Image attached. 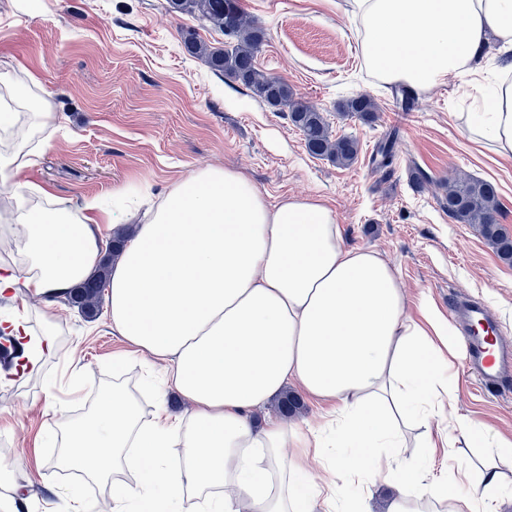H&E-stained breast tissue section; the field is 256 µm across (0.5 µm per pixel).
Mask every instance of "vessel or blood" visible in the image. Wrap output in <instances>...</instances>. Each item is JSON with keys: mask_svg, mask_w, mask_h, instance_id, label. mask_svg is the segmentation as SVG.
I'll return each mask as SVG.
<instances>
[{"mask_svg": "<svg viewBox=\"0 0 512 512\" xmlns=\"http://www.w3.org/2000/svg\"><path fill=\"white\" fill-rule=\"evenodd\" d=\"M448 307L459 321L460 343L467 368L482 391L502 396L512 392V342L503 338L497 321L481 303L452 297Z\"/></svg>", "mask_w": 512, "mask_h": 512, "instance_id": "b4317fda", "label": "vessel or blood"}]
</instances>
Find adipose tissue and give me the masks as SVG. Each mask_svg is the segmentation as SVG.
<instances>
[{"label":"adipose tissue","mask_w":512,"mask_h":512,"mask_svg":"<svg viewBox=\"0 0 512 512\" xmlns=\"http://www.w3.org/2000/svg\"><path fill=\"white\" fill-rule=\"evenodd\" d=\"M363 57L387 83L429 87L476 75L488 35L512 51V0H352ZM480 137L512 155V81L498 80ZM34 148L0 153V192L25 262L0 267V297L26 288L63 297L109 249L106 214L77 219L33 207L20 178ZM133 224L112 268L107 315L131 346L126 358L165 365L164 387L191 411L158 405L143 419L121 377L85 415L61 428L63 468L112 484L108 512H159L194 497L197 512H327L335 488L307 479L327 467L342 484L391 479V512H496L495 473L473 478L460 465L427 481L401 459L410 422L423 447L460 437L512 457V438L453 410L456 339L427 300L410 308L394 267L378 252L349 246L335 211L318 198L269 201L240 171L206 168L173 185ZM6 329L23 369L56 356L45 329L30 340L19 320ZM326 405V419L301 431L279 419L254 421L287 383ZM448 429L434 432L436 410ZM178 455H171V448ZM348 449L345 457L332 456Z\"/></svg>","instance_id":"obj_1"}]
</instances>
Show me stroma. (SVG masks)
<instances>
[{"instance_id":"1","label":"stroma","mask_w":512,"mask_h":512,"mask_svg":"<svg viewBox=\"0 0 512 512\" xmlns=\"http://www.w3.org/2000/svg\"><path fill=\"white\" fill-rule=\"evenodd\" d=\"M266 40L257 56L263 73L280 78L327 116L334 135L360 142L357 160L339 167L309 154L288 114L189 55L186 31L212 47L221 32L192 15L168 12L167 0H0V82L32 95L57 122L22 181L37 188L38 204L61 202L78 210L110 200L129 186L160 193L206 167L247 174L269 199L318 197L330 204L348 244L372 249L396 270L410 302L427 300L440 314L458 295L483 303L512 340V266L504 264L471 224L442 207L448 179L465 173L495 184L500 222L512 231V158L485 139L471 138L465 121L476 111V82L492 84L512 65V54L488 40L479 80L462 75L419 89L410 111L396 104L393 85L364 64L354 29L352 0H240ZM361 93L377 105L367 125L338 106ZM396 134L391 167L372 165L380 141ZM424 178L413 182L412 169ZM55 317L60 351L40 370L15 374V353L0 348V459L27 499L28 512H67L66 490L79 492L99 512L111 486L57 464L66 418L93 404L111 383L113 358L128 344L106 313L85 318L68 300L46 301L25 290L0 298V319L22 318L42 335ZM455 405L461 414L512 437V396L478 392L456 364ZM78 382L80 397L70 393ZM409 456L427 478L458 463L495 471L504 489L497 512H512V457L492 454L478 440L458 439L451 452H428L410 438Z\"/></svg>"}]
</instances>
